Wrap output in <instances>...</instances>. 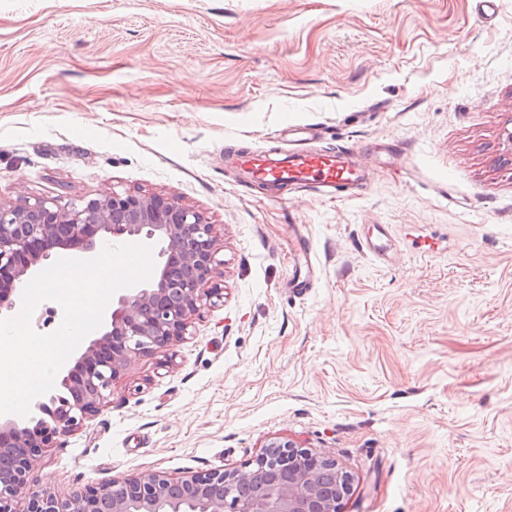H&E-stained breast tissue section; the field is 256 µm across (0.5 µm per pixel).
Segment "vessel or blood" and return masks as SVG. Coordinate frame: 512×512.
I'll use <instances>...</instances> for the list:
<instances>
[{
  "label": "vessel or blood",
  "mask_w": 512,
  "mask_h": 512,
  "mask_svg": "<svg viewBox=\"0 0 512 512\" xmlns=\"http://www.w3.org/2000/svg\"><path fill=\"white\" fill-rule=\"evenodd\" d=\"M237 162L252 181L277 192L294 187L331 196L364 186L370 178L353 153L342 149L243 152Z\"/></svg>",
  "instance_id": "obj_1"
}]
</instances>
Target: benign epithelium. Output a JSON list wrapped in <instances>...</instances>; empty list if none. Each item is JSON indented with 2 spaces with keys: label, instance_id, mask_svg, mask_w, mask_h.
I'll list each match as a JSON object with an SVG mask.
<instances>
[{
  "label": "benign epithelium",
  "instance_id": "obj_1",
  "mask_svg": "<svg viewBox=\"0 0 512 512\" xmlns=\"http://www.w3.org/2000/svg\"><path fill=\"white\" fill-rule=\"evenodd\" d=\"M106 241L160 246L152 281L112 296L104 326L60 368L52 391L31 407L28 427L0 415V512H338L348 475L330 458L272 443L246 471L214 470L173 479L162 471L90 485L59 496L31 485L30 472L57 433L78 430L107 403L112 383L136 356L170 358L193 316L222 298L214 282L220 247L198 210L162 195L112 188L70 202L0 201V319L21 309L23 288L63 250L90 258Z\"/></svg>",
  "mask_w": 512,
  "mask_h": 512
}]
</instances>
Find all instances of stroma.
I'll use <instances>...</instances> for the list:
<instances>
[{
	"label": "stroma",
	"mask_w": 512,
	"mask_h": 512,
	"mask_svg": "<svg viewBox=\"0 0 512 512\" xmlns=\"http://www.w3.org/2000/svg\"><path fill=\"white\" fill-rule=\"evenodd\" d=\"M360 195L246 185L289 127ZM512 0H0V200L119 187L214 224L224 298L30 475L336 460L338 512H512ZM385 225L384 260L362 238Z\"/></svg>",
	"instance_id": "obj_1"
}]
</instances>
